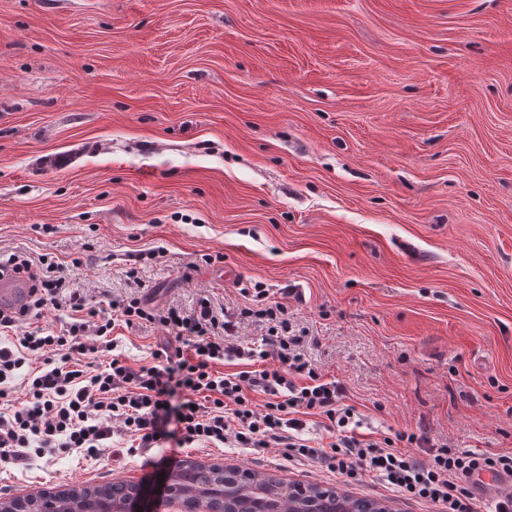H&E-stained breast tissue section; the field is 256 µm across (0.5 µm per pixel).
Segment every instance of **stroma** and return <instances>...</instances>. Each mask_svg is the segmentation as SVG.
Returning <instances> with one entry per match:
<instances>
[{
  "label": "stroma",
  "mask_w": 512,
  "mask_h": 512,
  "mask_svg": "<svg viewBox=\"0 0 512 512\" xmlns=\"http://www.w3.org/2000/svg\"><path fill=\"white\" fill-rule=\"evenodd\" d=\"M150 248L156 309L287 305L364 432L511 452L512 0H0V252L81 258L99 309ZM164 454L49 448L0 497L152 492ZM181 459L434 512L275 448Z\"/></svg>",
  "instance_id": "stroma-1"
}]
</instances>
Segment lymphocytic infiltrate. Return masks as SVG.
Segmentation results:
<instances>
[{
  "label": "lymphocytic infiltrate",
  "instance_id": "f902f5d3",
  "mask_svg": "<svg viewBox=\"0 0 512 512\" xmlns=\"http://www.w3.org/2000/svg\"><path fill=\"white\" fill-rule=\"evenodd\" d=\"M9 270L28 272L32 285L20 310H0V334L16 337L14 347H0L1 463L21 464L38 447L117 457V435L143 448H278L288 464L346 482L371 475L437 512H478L475 476L512 475V453L461 452L423 432H360L346 387L313 367L283 303L221 315L202 298L187 314L151 309L134 297L96 310L51 256L0 257V274ZM59 307L72 317L65 332L25 330L28 318ZM243 317L265 325L261 347L235 343ZM120 322L163 329L150 363L134 366L116 354L109 335ZM32 359L41 361V372L30 379L25 400L10 399L8 382ZM241 359L253 368L222 372L224 362ZM257 395L262 403H254ZM311 418L319 419L324 438H302Z\"/></svg>",
  "mask_w": 512,
  "mask_h": 512
}]
</instances>
